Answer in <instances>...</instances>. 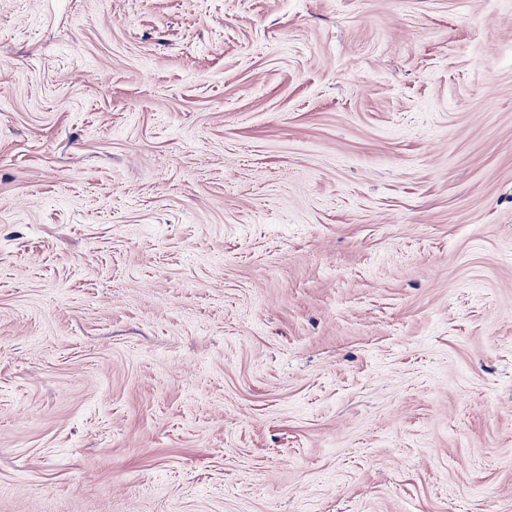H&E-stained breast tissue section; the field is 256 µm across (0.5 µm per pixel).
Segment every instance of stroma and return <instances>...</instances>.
Here are the masks:
<instances>
[{
  "label": "stroma",
  "mask_w": 512,
  "mask_h": 512,
  "mask_svg": "<svg viewBox=\"0 0 512 512\" xmlns=\"http://www.w3.org/2000/svg\"><path fill=\"white\" fill-rule=\"evenodd\" d=\"M0 512H512V0H0Z\"/></svg>",
  "instance_id": "obj_1"
}]
</instances>
